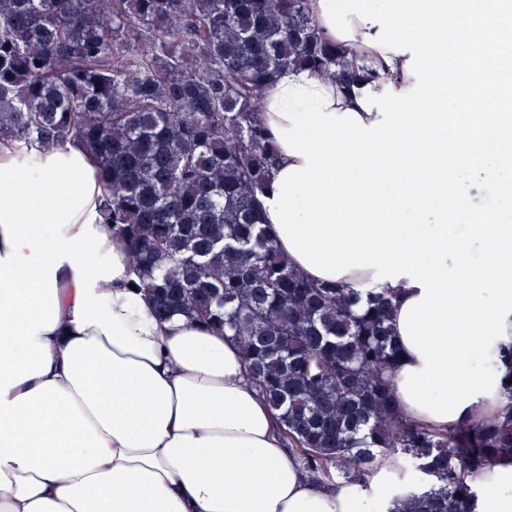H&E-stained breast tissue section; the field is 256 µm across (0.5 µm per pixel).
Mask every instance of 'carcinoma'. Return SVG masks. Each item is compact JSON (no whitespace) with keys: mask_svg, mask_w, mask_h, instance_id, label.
<instances>
[{"mask_svg":"<svg viewBox=\"0 0 512 512\" xmlns=\"http://www.w3.org/2000/svg\"><path fill=\"white\" fill-rule=\"evenodd\" d=\"M293 67L343 90L358 77L307 0H0V142L83 146L99 221L128 243L156 318L237 340L307 476L365 482L393 457L435 479L398 512H474V480L512 458V385L494 421L411 422L391 295L309 282L262 220L277 157L262 97Z\"/></svg>","mask_w":512,"mask_h":512,"instance_id":"obj_1","label":"carcinoma"}]
</instances>
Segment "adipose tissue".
Returning <instances> with one entry per match:
<instances>
[{
  "instance_id": "obj_1",
  "label": "adipose tissue",
  "mask_w": 512,
  "mask_h": 512,
  "mask_svg": "<svg viewBox=\"0 0 512 512\" xmlns=\"http://www.w3.org/2000/svg\"><path fill=\"white\" fill-rule=\"evenodd\" d=\"M307 5L373 77L343 95L307 70L276 79L263 221L309 281L392 293L410 420L494 419L512 370V221L488 204L512 194L498 14ZM101 202L81 145L0 143V512H396L413 485L393 460L364 486L311 481L235 340L154 318ZM477 489V512H512V462Z\"/></svg>"
}]
</instances>
